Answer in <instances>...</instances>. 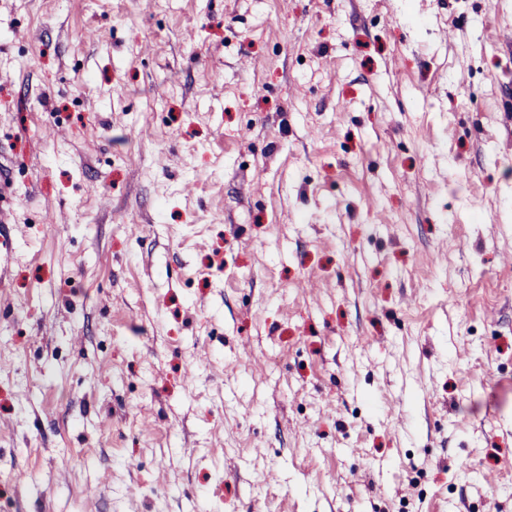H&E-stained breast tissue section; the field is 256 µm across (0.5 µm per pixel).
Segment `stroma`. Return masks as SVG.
Returning a JSON list of instances; mask_svg holds the SVG:
<instances>
[{"label": "stroma", "instance_id": "obj_1", "mask_svg": "<svg viewBox=\"0 0 512 512\" xmlns=\"http://www.w3.org/2000/svg\"><path fill=\"white\" fill-rule=\"evenodd\" d=\"M502 26L0 0V512H512Z\"/></svg>", "mask_w": 512, "mask_h": 512}]
</instances>
